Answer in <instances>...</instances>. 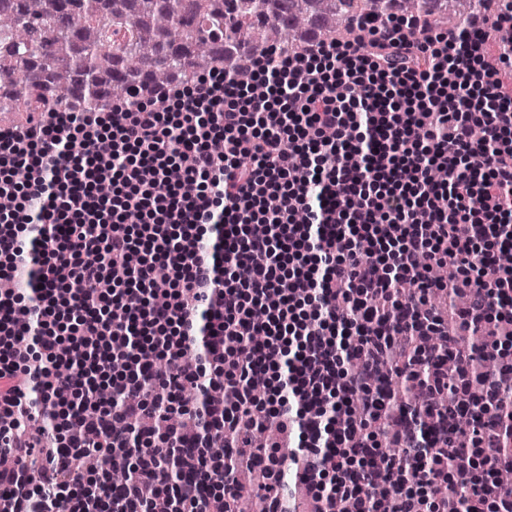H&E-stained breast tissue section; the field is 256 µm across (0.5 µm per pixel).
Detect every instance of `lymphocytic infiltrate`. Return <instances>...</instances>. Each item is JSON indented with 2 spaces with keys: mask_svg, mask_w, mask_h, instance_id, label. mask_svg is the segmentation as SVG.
Listing matches in <instances>:
<instances>
[{
  "mask_svg": "<svg viewBox=\"0 0 512 512\" xmlns=\"http://www.w3.org/2000/svg\"><path fill=\"white\" fill-rule=\"evenodd\" d=\"M367 29L252 56L247 81L212 70L0 132V279L25 270L33 291L0 289L9 512H143L171 488L182 512H224L242 467L265 512H287L288 474L313 512H512V5L463 30L421 13ZM433 291L455 329L430 347ZM478 331L497 367L476 386L460 340ZM411 350L428 410H464L468 434L426 447L387 406L378 371ZM187 390L211 398L169 428Z\"/></svg>",
  "mask_w": 512,
  "mask_h": 512,
  "instance_id": "lymphocytic-infiltrate-1",
  "label": "lymphocytic infiltrate"
}]
</instances>
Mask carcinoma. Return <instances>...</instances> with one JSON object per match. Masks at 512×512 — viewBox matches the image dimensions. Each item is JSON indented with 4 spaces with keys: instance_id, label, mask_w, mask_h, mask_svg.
<instances>
[{
    "instance_id": "carcinoma-1",
    "label": "carcinoma",
    "mask_w": 512,
    "mask_h": 512,
    "mask_svg": "<svg viewBox=\"0 0 512 512\" xmlns=\"http://www.w3.org/2000/svg\"><path fill=\"white\" fill-rule=\"evenodd\" d=\"M0 0V116L27 120L37 112L104 108L114 98L135 99L142 89L192 78L224 64L248 73L252 53L305 46L311 33L326 41L358 35L351 20L432 11L453 27L497 0H25L15 12ZM477 375L493 368L483 337L465 342ZM413 360L405 356L379 375L384 397L403 409H421L411 387ZM427 447L447 430L465 431L466 415L422 421Z\"/></svg>"
}]
</instances>
